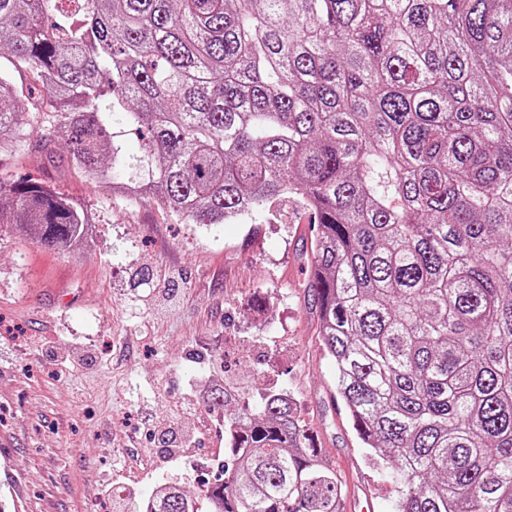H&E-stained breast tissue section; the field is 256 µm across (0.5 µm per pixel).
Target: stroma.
<instances>
[{
	"label": "stroma",
	"instance_id": "35a3bbf8",
	"mask_svg": "<svg viewBox=\"0 0 512 512\" xmlns=\"http://www.w3.org/2000/svg\"><path fill=\"white\" fill-rule=\"evenodd\" d=\"M65 153L44 123L0 160L92 214L90 243L66 249L0 230V512H123L167 482L196 494L224 461L209 398L228 381L239 407L291 391L346 512H391L396 488L365 459L317 336L299 200L206 229L85 182Z\"/></svg>",
	"mask_w": 512,
	"mask_h": 512
}]
</instances>
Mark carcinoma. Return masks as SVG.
<instances>
[{"label":"carcinoma","instance_id":"carcinoma-1","mask_svg":"<svg viewBox=\"0 0 512 512\" xmlns=\"http://www.w3.org/2000/svg\"><path fill=\"white\" fill-rule=\"evenodd\" d=\"M3 56L0 157L28 99L70 169L187 224L297 197L318 336L393 512H512V0H0ZM0 224L66 248L91 216L1 173ZM224 444L210 512H341L291 392ZM197 506L168 485L128 512Z\"/></svg>","mask_w":512,"mask_h":512}]
</instances>
